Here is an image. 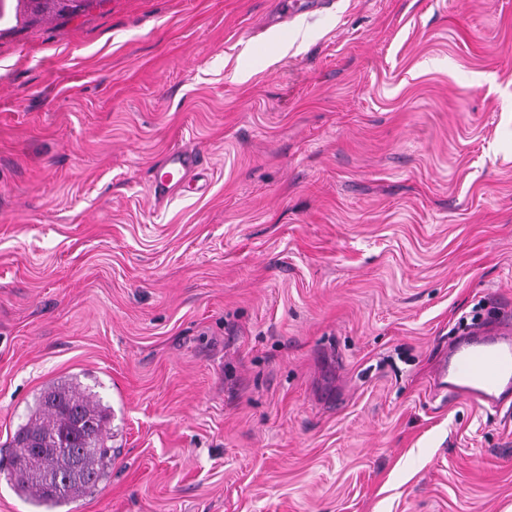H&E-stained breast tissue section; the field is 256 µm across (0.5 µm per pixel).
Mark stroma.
<instances>
[{"instance_id": "1", "label": "stroma", "mask_w": 512, "mask_h": 512, "mask_svg": "<svg viewBox=\"0 0 512 512\" xmlns=\"http://www.w3.org/2000/svg\"><path fill=\"white\" fill-rule=\"evenodd\" d=\"M304 2L0 24V445L112 409L61 512H512V410L433 386L512 306V0ZM205 163V157L194 150L176 148L169 151L154 177L152 189L155 199L165 200L173 190L190 182L188 176L199 171Z\"/></svg>"}]
</instances>
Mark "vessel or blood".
Instances as JSON below:
<instances>
[{"mask_svg": "<svg viewBox=\"0 0 512 512\" xmlns=\"http://www.w3.org/2000/svg\"><path fill=\"white\" fill-rule=\"evenodd\" d=\"M205 158L199 152L176 148L169 151L157 170L152 189L156 200L184 186ZM449 398H463L474 405L498 406L512 399V330L501 327L471 330L453 344L437 371Z\"/></svg>", "mask_w": 512, "mask_h": 512, "instance_id": "obj_1", "label": "vessel or blood"}]
</instances>
